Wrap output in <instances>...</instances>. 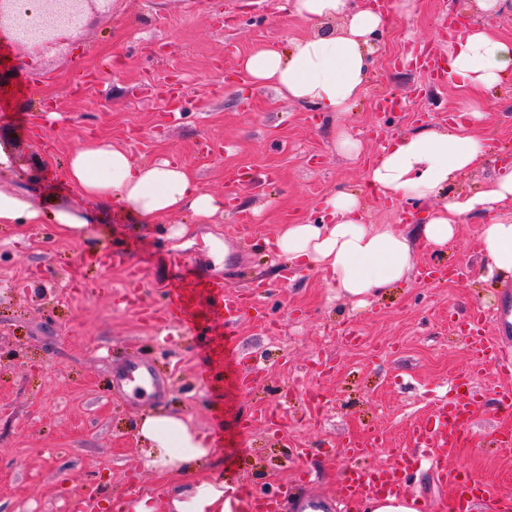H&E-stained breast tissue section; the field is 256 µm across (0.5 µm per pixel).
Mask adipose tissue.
Returning <instances> with one entry per match:
<instances>
[{
    "mask_svg": "<svg viewBox=\"0 0 512 512\" xmlns=\"http://www.w3.org/2000/svg\"><path fill=\"white\" fill-rule=\"evenodd\" d=\"M416 0H392L380 12L367 0H288L292 15L308 21L344 17L340 33L294 39L286 51L254 47L241 61L252 83L324 112L344 113L365 92L372 71L370 40L391 17L410 14ZM450 84L469 95L498 85L512 73V39L497 36L491 24L458 33L449 57ZM491 145L469 124L445 132L425 130L382 146L368 165L365 185L391 201H442L428 210L424 223L406 232L395 224H369L359 193L339 189L323 197L319 220L287 224L269 245L277 257L323 274L328 287L366 304L368 298L405 280L416 263L415 243L440 249L454 238L458 224L477 213L490 217L480 234V252L489 273L512 275V171L485 188L465 194L452 190L463 173L483 165ZM65 181L82 197L107 204L119 201L142 224L163 214L190 211L196 223H209L216 199L182 167L163 160L135 161L129 152L92 138L69 157ZM51 212L31 197L0 191L1 224H38L52 219L64 230L84 234L89 217L50 198ZM137 432L148 466L163 473L195 472L209 458L205 435L175 415L142 418ZM173 512H247L248 497L200 480L190 489L173 487Z\"/></svg>",
    "mask_w": 512,
    "mask_h": 512,
    "instance_id": "adipose-tissue-1",
    "label": "adipose tissue"
}]
</instances>
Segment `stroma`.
<instances>
[{"mask_svg":"<svg viewBox=\"0 0 512 512\" xmlns=\"http://www.w3.org/2000/svg\"><path fill=\"white\" fill-rule=\"evenodd\" d=\"M454 0H417L371 41L374 68L363 98L338 115L281 98L244 82L238 63L253 47L286 50L293 39L341 30L343 19L307 22L288 0H112L109 11L84 12L83 29L35 49L0 32V55L14 65L0 82V145L12 156L0 189L40 199L66 194L56 170L91 135L142 161L174 160L216 198L211 223L189 213L139 224L112 203L88 237L56 225L0 224V512H69L91 495L110 512L151 492L168 512V482L147 466L137 435L142 416L179 412L204 434L212 454L197 477L237 491L276 492L299 472L312 474L305 500H328L344 481L351 438L377 434L369 458L385 466L409 453L411 424L427 420L452 382L476 379L467 438L449 467L478 474L512 497V452L497 435L512 430V371L482 364L465 324L474 307L494 311L501 285L487 277L479 250L486 216L458 225L443 252L418 247L411 277L367 304L336 294L311 269L283 271L262 246L283 224L317 220L318 202L336 188L361 189L368 163L385 140L424 129L444 131L459 104L454 87L438 86L413 47L448 54ZM177 83L176 119L157 88ZM400 106L381 110L378 101ZM471 122L487 134L488 161L460 176L473 192L512 171V74L478 99ZM361 151H338L339 127ZM371 224L420 223L423 204L364 199ZM249 213L243 233L235 213ZM187 226L178 235L179 226ZM141 262L140 282L123 266L105 267L113 250ZM221 280L236 291L259 286V310L234 324L213 318L189 331L163 329L138 308L158 302L165 286L196 288ZM283 326L288 340L269 329ZM234 353L211 363L209 339ZM151 364L158 392L113 389L115 371ZM252 372L248 386L238 368ZM208 380H201V372ZM281 408L279 429L260 411ZM403 492L423 512H448L450 494L429 463L410 469Z\"/></svg>","mask_w":512,"mask_h":512,"instance_id":"obj_1","label":"stroma"}]
</instances>
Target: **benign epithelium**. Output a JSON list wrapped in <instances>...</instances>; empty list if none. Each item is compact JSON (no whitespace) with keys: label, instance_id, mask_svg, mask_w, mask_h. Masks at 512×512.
<instances>
[{"label":"benign epithelium","instance_id":"benign-epithelium-1","mask_svg":"<svg viewBox=\"0 0 512 512\" xmlns=\"http://www.w3.org/2000/svg\"><path fill=\"white\" fill-rule=\"evenodd\" d=\"M49 7L39 18L31 16L23 0H0V25L12 28L18 39L29 43H46L56 39L64 29H80L84 4L94 0H48Z\"/></svg>","mask_w":512,"mask_h":512}]
</instances>
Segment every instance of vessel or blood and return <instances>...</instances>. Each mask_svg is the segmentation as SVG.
I'll list each match as a JSON object with an SVG mask.
<instances>
[{
  "label": "vessel or blood",
  "instance_id": "obj_1",
  "mask_svg": "<svg viewBox=\"0 0 512 512\" xmlns=\"http://www.w3.org/2000/svg\"><path fill=\"white\" fill-rule=\"evenodd\" d=\"M206 296L212 313L224 319L225 323L237 322L249 310V305L240 294L225 290L223 282L205 281L199 284L196 292L189 293L183 288L171 286L163 291V300L158 308L142 307L146 317H154L160 322L181 327H194L199 311L198 296ZM496 332L501 336L512 335V289H505L495 318ZM150 384L159 387L160 380L152 367L145 363L134 362L113 377L116 389L122 390L130 384ZM470 377H462L458 388L452 389L448 396L440 400L430 421L415 426L412 439L417 447L430 449L436 460L442 461L452 456L463 442L471 418L472 400L465 394L471 388ZM412 457L401 455L394 462L382 468L369 471L355 470L350 473L342 487L338 502H315L309 504V512H334L337 505L351 508L364 499L385 493L400 491L403 475L412 465ZM440 483L451 490L456 512H468L471 502L478 498H490L493 489L489 484L473 477L469 473L439 468Z\"/></svg>",
  "mask_w": 512,
  "mask_h": 512
}]
</instances>
